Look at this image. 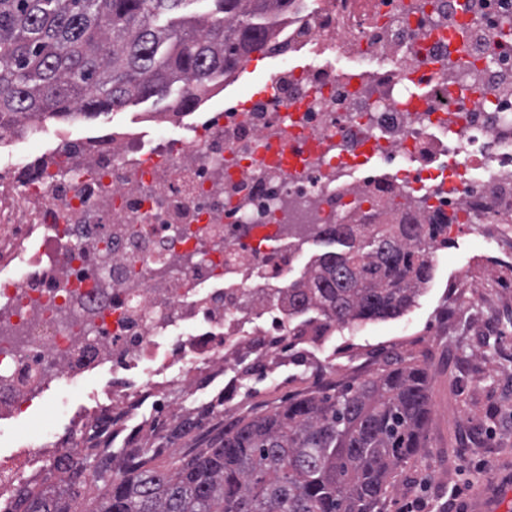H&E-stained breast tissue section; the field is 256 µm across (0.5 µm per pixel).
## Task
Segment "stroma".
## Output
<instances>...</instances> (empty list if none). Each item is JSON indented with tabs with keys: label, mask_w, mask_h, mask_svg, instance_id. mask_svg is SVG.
<instances>
[{
	"label": "stroma",
	"mask_w": 512,
	"mask_h": 512,
	"mask_svg": "<svg viewBox=\"0 0 512 512\" xmlns=\"http://www.w3.org/2000/svg\"><path fill=\"white\" fill-rule=\"evenodd\" d=\"M152 97L122 110L49 128L110 133L139 112H165ZM433 255V278L400 318L335 327L297 345L298 363L275 358L261 375L228 370L218 385L230 417H253L281 400L381 373L386 357L428 366L432 416L425 446L398 471L379 512H468L480 492L512 512V261L486 258L473 225H453Z\"/></svg>",
	"instance_id": "1"
}]
</instances>
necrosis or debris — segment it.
<instances>
[{
    "label": "necrosis or debris",
    "instance_id": "4bbe7bcc",
    "mask_svg": "<svg viewBox=\"0 0 512 512\" xmlns=\"http://www.w3.org/2000/svg\"><path fill=\"white\" fill-rule=\"evenodd\" d=\"M511 15L512 0H294L270 40L279 62L231 107L145 113L150 140L41 118L1 131L0 437L40 415L46 432L20 449L35 469L103 447L144 405L174 420L170 392H207L245 349L278 355L291 325L274 298L294 262L279 225L369 210L358 193L377 182L495 225L488 249L506 253L512 50L491 42ZM285 144L298 171L277 159ZM255 290L267 303L240 311ZM78 381L62 435L59 396Z\"/></svg>",
    "mask_w": 512,
    "mask_h": 512
}]
</instances>
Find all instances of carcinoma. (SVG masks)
<instances>
[{"mask_svg":"<svg viewBox=\"0 0 512 512\" xmlns=\"http://www.w3.org/2000/svg\"><path fill=\"white\" fill-rule=\"evenodd\" d=\"M0 0V127L31 117H84L173 87L203 90L264 48L292 0ZM347 224L289 235L330 246L282 290L296 334L320 338L404 315L433 277L456 216L420 214L388 187ZM427 369L393 368L332 394L289 397L269 413L224 419L211 403L177 416L161 437L201 432L199 450L154 466L153 442L120 448L119 468L91 454L54 459L63 486L27 485L13 512H375L401 464L418 455L430 416ZM105 484L74 507L75 486Z\"/></svg>","mask_w":512,"mask_h":512,"instance_id":"carcinoma-1","label":"carcinoma"}]
</instances>
